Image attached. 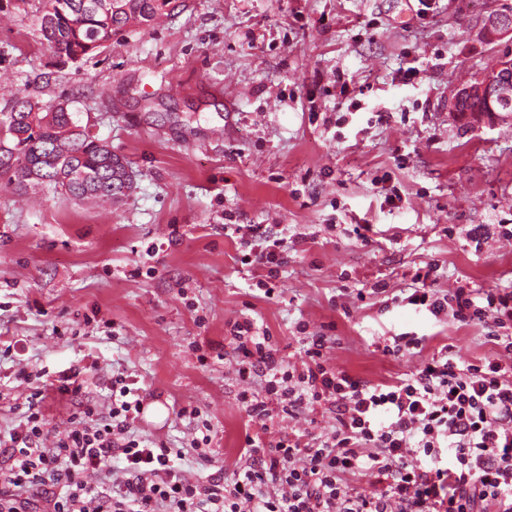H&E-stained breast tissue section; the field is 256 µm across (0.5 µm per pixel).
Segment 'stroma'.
<instances>
[{"mask_svg": "<svg viewBox=\"0 0 512 512\" xmlns=\"http://www.w3.org/2000/svg\"><path fill=\"white\" fill-rule=\"evenodd\" d=\"M496 5L183 0L64 62L39 35L44 0H0V120L18 97L67 104L135 174L112 206L0 184V431L19 425L13 406L30 392L19 367L47 384L79 364L83 392L47 407L50 427L88 405L107 417L120 375L164 409L131 434L180 452L189 479H229L248 460L246 435L310 438L336 424L323 405L249 417L233 323L252 321L295 366L306 325L329 336L330 365L373 383L444 352L461 367L493 355L487 324L405 299L429 263L442 292L461 280L512 289L500 233L512 225V125L450 112L456 88L512 52L477 36ZM230 222L286 238L276 277ZM378 282L385 292H372ZM401 333L421 349L384 354ZM206 436L204 463L192 441Z\"/></svg>", "mask_w": 512, "mask_h": 512, "instance_id": "35a3bbf8", "label": "stroma"}]
</instances>
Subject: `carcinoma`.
Listing matches in <instances>:
<instances>
[{
  "label": "carcinoma",
  "instance_id": "cac0c4a2",
  "mask_svg": "<svg viewBox=\"0 0 512 512\" xmlns=\"http://www.w3.org/2000/svg\"><path fill=\"white\" fill-rule=\"evenodd\" d=\"M46 0L40 34L57 54L78 61L129 27L150 25L179 0ZM125 158L75 120L67 105L48 110L24 98L0 121V179L18 193L53 188L83 202L125 187Z\"/></svg>",
  "mask_w": 512,
  "mask_h": 512
}]
</instances>
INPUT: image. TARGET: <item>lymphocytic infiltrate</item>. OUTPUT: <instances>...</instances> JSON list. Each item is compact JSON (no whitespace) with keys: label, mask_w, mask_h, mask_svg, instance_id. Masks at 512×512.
Returning a JSON list of instances; mask_svg holds the SVG:
<instances>
[{"label":"lymphocytic infiltrate","mask_w":512,"mask_h":512,"mask_svg":"<svg viewBox=\"0 0 512 512\" xmlns=\"http://www.w3.org/2000/svg\"><path fill=\"white\" fill-rule=\"evenodd\" d=\"M433 273L430 264L415 273L408 304L464 324L492 319L495 355L461 368L444 354L371 384L327 363V336L304 337L296 369L251 321L237 322L240 374L265 379L262 393H240L249 416L324 404L336 415L333 431L308 442L246 438L253 465L228 481L191 482L170 449L129 434L144 409L136 389L120 386L108 419L88 408L56 432L37 388L23 422L0 435L9 450L0 512H512V290L461 284L443 294L428 285ZM113 460L121 478L102 479ZM358 474L372 477L373 491L350 484Z\"/></svg>","instance_id":"obj_1"}]
</instances>
